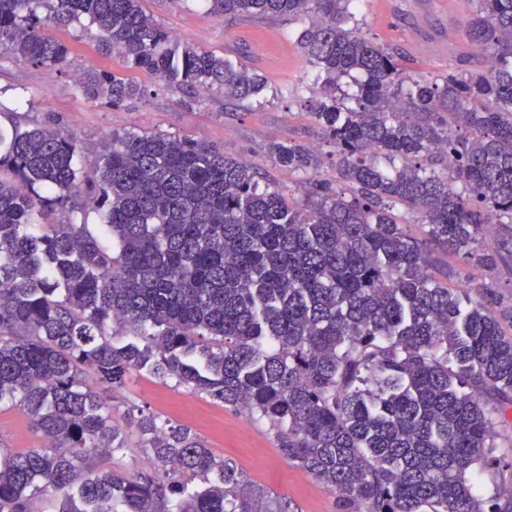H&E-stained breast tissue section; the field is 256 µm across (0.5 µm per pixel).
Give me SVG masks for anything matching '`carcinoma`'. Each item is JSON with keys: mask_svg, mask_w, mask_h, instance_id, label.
Wrapping results in <instances>:
<instances>
[{"mask_svg": "<svg viewBox=\"0 0 512 512\" xmlns=\"http://www.w3.org/2000/svg\"><path fill=\"white\" fill-rule=\"evenodd\" d=\"M202 2L308 20L296 42L336 178L296 199L203 141L125 132L99 161L100 234L83 218L33 233L79 193V144L50 125L0 130V406L41 437L0 447V512L36 498L61 499L57 512L292 510L142 410L130 423L151 468H101L129 447L112 394L143 371L266 423L343 512H512L511 488L475 490L512 412V301L448 287L512 257V0H471L466 35L489 65L460 53L431 79L363 35L364 0ZM81 17L103 50L191 102L199 89L265 100L262 75L173 41L140 0H0V51L58 70L68 48L44 23ZM78 85L90 101L144 96L95 67ZM268 154L290 171L320 163L296 143ZM492 232L497 248L481 247Z\"/></svg>", "mask_w": 512, "mask_h": 512, "instance_id": "obj_1", "label": "carcinoma"}]
</instances>
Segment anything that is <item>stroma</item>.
Here are the masks:
<instances>
[{"label": "stroma", "mask_w": 512, "mask_h": 512, "mask_svg": "<svg viewBox=\"0 0 512 512\" xmlns=\"http://www.w3.org/2000/svg\"><path fill=\"white\" fill-rule=\"evenodd\" d=\"M383 13L380 0H367L362 31L379 46L395 48L417 74L447 73L457 52L468 49L465 21L450 22L448 0H391ZM144 12L156 19L172 39L221 56L240 59L266 77L263 105L238 108L217 92L196 95L184 107L183 93L166 87L150 72L125 68L121 59L101 53L96 30L88 19L48 32L69 50L63 71L24 59L0 56V128L13 123L33 128L52 125L73 134L80 146L77 166L94 177L107 137L124 132H160L207 142L225 156L257 164L267 182L301 197L305 177L273 163L268 148L276 142L316 144L320 134L311 120L307 99L296 91L312 76L295 43L299 20L275 16L215 15L199 0H142ZM94 66L139 82L147 89L141 99L113 106L91 102L80 93L74 75ZM115 418L125 424L136 407L190 426L214 455L234 460L257 485L287 498L295 512H338L337 496L306 472L288 464L271 434L237 413L187 389H174L148 373L133 376L117 393ZM28 417L0 407V444L21 451L38 445Z\"/></svg>", "instance_id": "1"}]
</instances>
